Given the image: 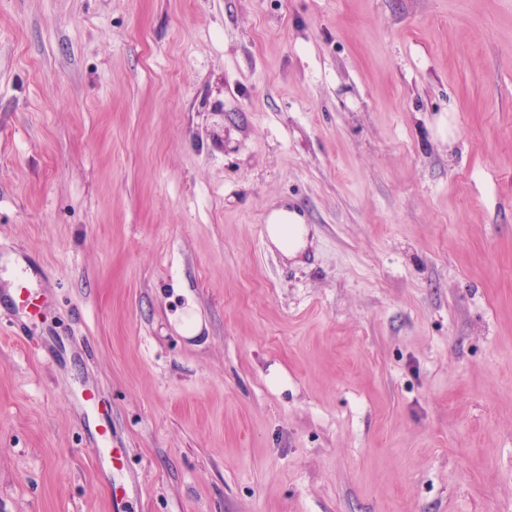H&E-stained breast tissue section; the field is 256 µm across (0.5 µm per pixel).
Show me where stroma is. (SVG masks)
<instances>
[{
    "label": "stroma",
    "mask_w": 512,
    "mask_h": 512,
    "mask_svg": "<svg viewBox=\"0 0 512 512\" xmlns=\"http://www.w3.org/2000/svg\"><path fill=\"white\" fill-rule=\"evenodd\" d=\"M24 255L0 512H113L89 380L133 512H512V0H0ZM267 224V233L270 241L284 254L288 255L289 252H297L306 246L307 230L296 213L286 209L273 210L267 218ZM282 224H295V236L290 242L281 233ZM38 278V274L25 262L24 275L21 276L18 288H13L10 297L13 308L17 311L31 313V305L35 296L32 292V282ZM74 405L83 410L84 423L90 448L103 468L105 465L112 471H121L116 463L121 460L122 448L115 446L111 430L96 416L94 408L99 405L100 395L93 384L83 385L81 390L73 397Z\"/></svg>",
    "instance_id": "35a3bbf8"
}]
</instances>
